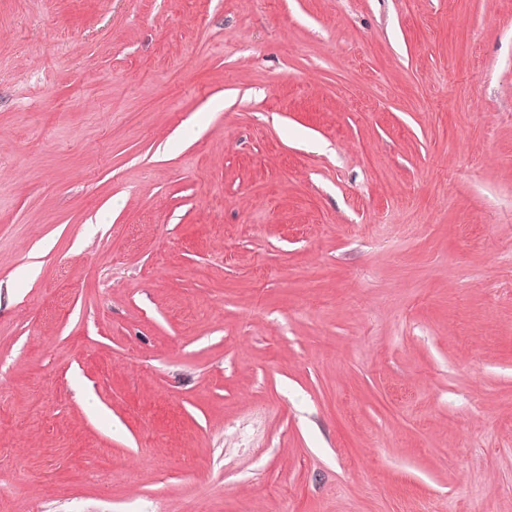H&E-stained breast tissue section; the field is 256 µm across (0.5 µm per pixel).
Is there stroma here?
Returning <instances> with one entry per match:
<instances>
[{
    "instance_id": "stroma-1",
    "label": "stroma",
    "mask_w": 512,
    "mask_h": 512,
    "mask_svg": "<svg viewBox=\"0 0 512 512\" xmlns=\"http://www.w3.org/2000/svg\"><path fill=\"white\" fill-rule=\"evenodd\" d=\"M512 512V0H0V512Z\"/></svg>"
}]
</instances>
